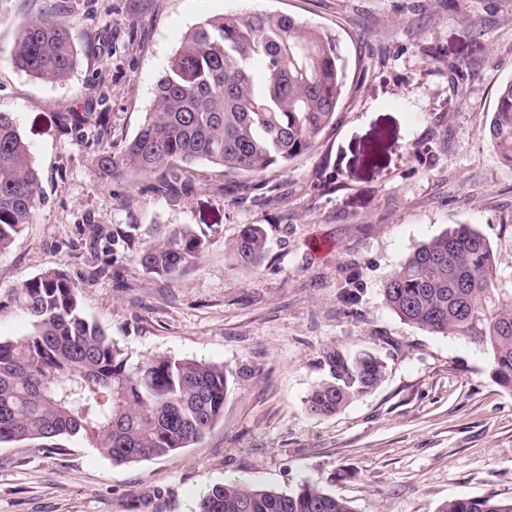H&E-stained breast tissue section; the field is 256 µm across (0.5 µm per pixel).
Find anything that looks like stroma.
Segmentation results:
<instances>
[{
  "label": "stroma",
  "instance_id": "stroma-1",
  "mask_svg": "<svg viewBox=\"0 0 512 512\" xmlns=\"http://www.w3.org/2000/svg\"><path fill=\"white\" fill-rule=\"evenodd\" d=\"M78 49L62 84L16 70L10 51L45 0L0 5V112L40 176V203L0 253V298L63 269L85 316L132 360L224 364L223 418L176 453L118 465L81 439L0 443V512H198L218 483L278 491L311 480L354 512H437L457 497L512 498V391L485 346L403 322L387 279L420 244L459 224L490 243L512 295V167L484 137L512 79V0H61ZM284 13L338 38L344 95L314 147L288 168L225 176L198 164L188 194L93 175L153 108L156 83L204 19ZM103 112L106 127L61 129ZM189 224L207 240L173 279L134 268V246ZM261 225L260 267L228 244ZM380 357L386 376L332 417L305 400L325 354Z\"/></svg>",
  "mask_w": 512,
  "mask_h": 512
}]
</instances>
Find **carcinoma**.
<instances>
[{"label": "carcinoma", "instance_id": "1", "mask_svg": "<svg viewBox=\"0 0 512 512\" xmlns=\"http://www.w3.org/2000/svg\"><path fill=\"white\" fill-rule=\"evenodd\" d=\"M14 66L44 81H66L77 51L51 10L29 23L10 53ZM337 39L286 14L222 15L195 26L157 82L153 111L118 153L101 151L95 177L164 179L210 163L227 175L286 167L309 152L333 122L344 90ZM106 125L104 113L64 121ZM512 166V79L502 84L485 130ZM39 176L15 120L0 112V252L33 222ZM206 242L191 225L174 227L136 249L132 262L169 279L195 263ZM236 265L257 268L266 237L247 224L230 244ZM495 256L474 228L460 224L416 247L384 288L386 305L420 329L485 345L497 383L512 389V300L495 288ZM6 302L29 319L28 335L0 337V443L80 438L116 463L176 453L199 441L224 415L228 372L213 362L148 357L133 363L83 315L78 286L61 269L20 284ZM331 379L308 395L310 414L330 417L371 392L385 363L369 353L347 361L328 354ZM199 512H353L314 482L291 492L246 483L212 486ZM438 512H512L495 495L451 499Z\"/></svg>", "mask_w": 512, "mask_h": 512}]
</instances>
